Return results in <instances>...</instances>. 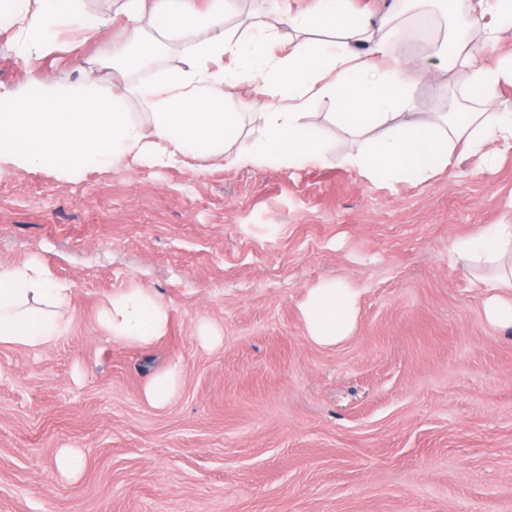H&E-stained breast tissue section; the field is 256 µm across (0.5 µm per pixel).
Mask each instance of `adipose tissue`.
Instances as JSON below:
<instances>
[{
  "instance_id": "1",
  "label": "adipose tissue",
  "mask_w": 512,
  "mask_h": 512,
  "mask_svg": "<svg viewBox=\"0 0 512 512\" xmlns=\"http://www.w3.org/2000/svg\"><path fill=\"white\" fill-rule=\"evenodd\" d=\"M233 0H124L129 21L123 46L104 45L98 60L112 66L145 29L188 38L184 67L161 79L106 82L87 74L84 82L60 84L37 78L23 90L0 89V173L47 169L63 177L109 171L117 164L167 167L194 159L201 164L256 168L322 160L319 131L309 126L310 99L330 98L338 109L329 120L363 145L347 157L367 178L389 181L413 175L426 181L452 164L450 147L465 141L476 152L512 149V112H417L415 87L424 73L400 64L393 52L400 33L393 15L352 16L345 0H319L315 11L272 9L258 34L226 27ZM98 17L81 0H0V31L14 34L25 57L40 58L61 31L90 37ZM293 31L281 40L282 28ZM331 32L319 42L313 35ZM463 65L492 104L497 86L512 81V57L490 67L478 62L465 39L454 40L446 70ZM251 84L267 100L256 124L245 127L241 112L224 101L239 85ZM137 99L148 114L128 112ZM456 260L498 263L512 254V225L490 224L454 239ZM72 289L55 280L39 261L0 266V347H45L70 327ZM359 291L344 280L307 288L298 307L306 339L333 348L350 339L358 320ZM114 341L147 348L168 332L170 309L144 286L113 293L98 316Z\"/></svg>"
}]
</instances>
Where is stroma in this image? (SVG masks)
Returning a JSON list of instances; mask_svg holds the SVG:
<instances>
[{"label":"stroma","instance_id":"1","mask_svg":"<svg viewBox=\"0 0 512 512\" xmlns=\"http://www.w3.org/2000/svg\"><path fill=\"white\" fill-rule=\"evenodd\" d=\"M84 7L105 25L34 61L0 32V86L126 80L95 58L123 34L116 0ZM404 24L396 54L427 72L415 111H480L468 70L440 73ZM308 109L317 166L0 176V265L35 259L72 288L65 336L0 349V512H512V330L485 317L488 268L448 265L454 238L512 224V150L489 163L459 142L430 181H372L344 160L358 143L326 122L334 104ZM331 279L359 288V319L325 349L298 304ZM139 285L171 313L148 348L97 323ZM174 366L178 392L151 406L147 380Z\"/></svg>","mask_w":512,"mask_h":512}]
</instances>
